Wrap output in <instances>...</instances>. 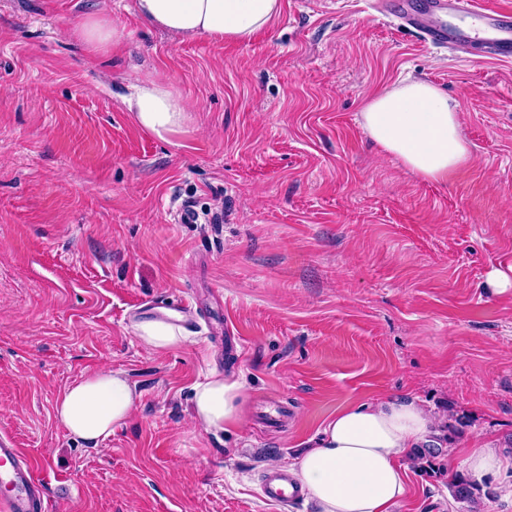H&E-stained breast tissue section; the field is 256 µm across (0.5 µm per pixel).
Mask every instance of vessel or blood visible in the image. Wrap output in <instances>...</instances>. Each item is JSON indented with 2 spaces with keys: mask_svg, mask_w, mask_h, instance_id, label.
Segmentation results:
<instances>
[{
  "mask_svg": "<svg viewBox=\"0 0 512 512\" xmlns=\"http://www.w3.org/2000/svg\"><path fill=\"white\" fill-rule=\"evenodd\" d=\"M382 12L415 29L423 43L445 47L474 60L512 61V7L494 0H379ZM260 495L288 505L304 500V491L284 470L264 472ZM0 512H48V494L38 467L10 437L0 435Z\"/></svg>",
  "mask_w": 512,
  "mask_h": 512,
  "instance_id": "b4317fda",
  "label": "vessel or blood"
}]
</instances>
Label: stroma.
Returning a JSON list of instances; mask_svg holds the SVG:
<instances>
[{
	"label": "stroma",
	"mask_w": 512,
	"mask_h": 512,
	"mask_svg": "<svg viewBox=\"0 0 512 512\" xmlns=\"http://www.w3.org/2000/svg\"><path fill=\"white\" fill-rule=\"evenodd\" d=\"M249 45L178 42L131 0H0V430L47 482L50 512H316L263 500L340 407L407 395L439 420L395 512H465L452 448L512 446V62L458 58L373 0H283ZM119 32L89 54L74 31ZM167 78L181 132L140 127L124 98ZM446 91L469 161L429 182L360 112L404 80ZM192 209L196 223L177 220ZM179 315L154 353L132 321ZM125 372L131 419L91 446L58 425L60 393ZM214 370L247 384L245 421L191 419ZM288 410L268 428L262 406ZM80 41L89 53L104 55L118 39L117 28L104 16L90 14L76 29Z\"/></svg>",
	"instance_id": "35a3bbf8"
}]
</instances>
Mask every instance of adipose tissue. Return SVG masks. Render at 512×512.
I'll list each match as a JSON object with an SVG mask.
<instances>
[{
  "label": "adipose tissue",
  "mask_w": 512,
  "mask_h": 512,
  "mask_svg": "<svg viewBox=\"0 0 512 512\" xmlns=\"http://www.w3.org/2000/svg\"><path fill=\"white\" fill-rule=\"evenodd\" d=\"M282 7L283 0H133L140 20L172 38L208 36L241 45L250 44ZM76 33L97 55L109 53L118 39L116 27L97 14L86 16ZM127 106L139 126L161 138L179 132L190 110L161 76L141 79ZM361 116L373 141L424 180H447L469 158L457 105L433 84L411 80L388 89L369 101ZM132 330L143 347L155 352L187 342L183 329L164 317L135 321ZM245 397L240 379L210 372L193 388V419L209 433L238 428ZM138 398L124 372L101 370L66 387L54 416L74 439L95 443L132 417ZM437 423L409 396L348 406L328 418L310 449L288 468L316 512H394L409 493L408 468L401 459L429 443ZM463 454L468 470L480 479L512 468L500 448H467Z\"/></svg>",
  "instance_id": "adipose-tissue-1"
}]
</instances>
